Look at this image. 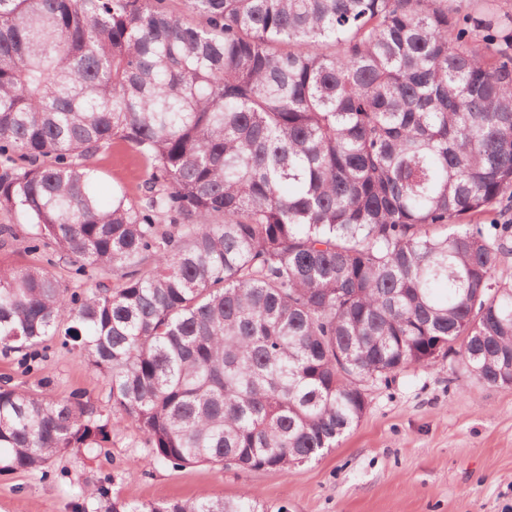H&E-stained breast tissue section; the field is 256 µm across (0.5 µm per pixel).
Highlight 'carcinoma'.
<instances>
[{
	"instance_id": "carcinoma-1",
	"label": "carcinoma",
	"mask_w": 512,
	"mask_h": 512,
	"mask_svg": "<svg viewBox=\"0 0 512 512\" xmlns=\"http://www.w3.org/2000/svg\"><path fill=\"white\" fill-rule=\"evenodd\" d=\"M0 0V353L60 346L108 404L0 386V471L132 425L164 463L286 473L364 383L453 353L512 386V35L454 0ZM142 159L105 205L96 157ZM63 264L71 288L51 268ZM92 512H286L237 500ZM17 228L23 232H20V238L16 241H13L9 246L0 249V258L5 261L13 262L17 264H31V263H39L41 261V257L37 254L28 253L26 249V242L23 238L25 236V232L28 231V226L21 225L17 226Z\"/></svg>"
}]
</instances>
